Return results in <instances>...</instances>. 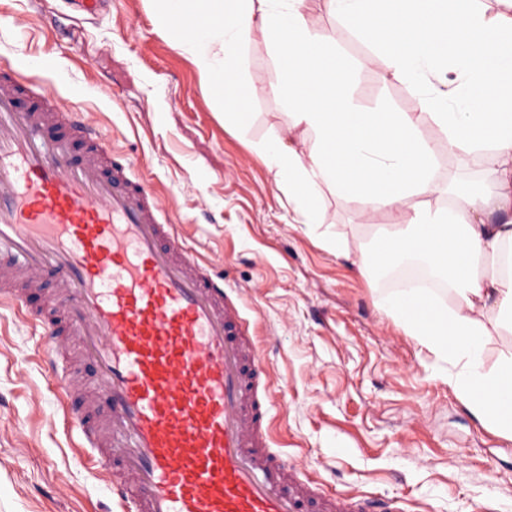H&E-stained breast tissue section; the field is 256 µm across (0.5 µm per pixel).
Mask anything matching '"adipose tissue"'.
Instances as JSON below:
<instances>
[{
	"mask_svg": "<svg viewBox=\"0 0 512 512\" xmlns=\"http://www.w3.org/2000/svg\"><path fill=\"white\" fill-rule=\"evenodd\" d=\"M486 12L478 0H329L332 11L382 51L395 75L425 82L435 71L457 75L425 108L448 136V150L483 166L473 191L449 198L447 211L414 207L409 219L383 224L360 269L375 271L416 258L448 284L379 293L378 304L453 368L448 382L475 417L512 438V352L486 367L490 334L512 337V0ZM311 0H151L158 25L182 28L181 50L205 84L222 82L224 105L240 113L252 96L231 56L255 33L273 39V88L294 127L308 136L299 152L267 142V165L288 184V202L304 223L322 221L320 193L400 211L411 197L435 194L437 148L403 112L356 109L336 52L307 24Z\"/></svg>",
	"mask_w": 512,
	"mask_h": 512,
	"instance_id": "obj_1",
	"label": "adipose tissue"
}]
</instances>
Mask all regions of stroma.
Instances as JSON below:
<instances>
[{
	"mask_svg": "<svg viewBox=\"0 0 512 512\" xmlns=\"http://www.w3.org/2000/svg\"><path fill=\"white\" fill-rule=\"evenodd\" d=\"M308 23L334 41L354 106L421 113V90L327 0H313ZM275 59L260 34L241 48L235 65L254 95L240 127L225 121L223 100L149 0H104L93 17L70 0H0V63L100 121L155 185L183 240L234 288L273 373V446L290 470L331 494L402 498L411 512H468L480 498L512 512V440L483 426L449 385L448 363L379 309V292L393 286L387 272L363 273L325 245L336 235L353 251L371 245L377 225L397 215H362L326 191L323 223L301 224L261 157L274 138L304 147L270 88ZM420 130L439 147L440 190L427 203L444 209L449 182L473 168L449 154L430 119ZM45 340L36 322L0 304V512H121L77 457L81 437L42 359Z\"/></svg>",
	"mask_w": 512,
	"mask_h": 512,
	"instance_id": "stroma-1",
	"label": "stroma"
}]
</instances>
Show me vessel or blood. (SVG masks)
Masks as SVG:
<instances>
[{"mask_svg": "<svg viewBox=\"0 0 512 512\" xmlns=\"http://www.w3.org/2000/svg\"><path fill=\"white\" fill-rule=\"evenodd\" d=\"M83 146L72 161L70 142ZM55 285L46 352L79 343L94 390L72 419L128 512H408L317 496L272 446L269 369L224 279L180 241L148 180L86 113L0 65V299Z\"/></svg>", "mask_w": 512, "mask_h": 512, "instance_id": "1", "label": "vessel or blood"}]
</instances>
